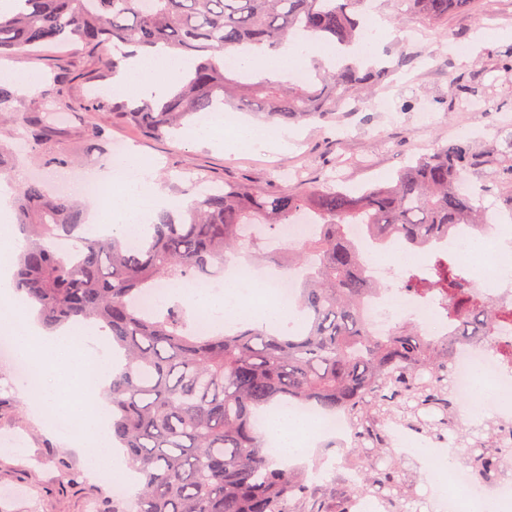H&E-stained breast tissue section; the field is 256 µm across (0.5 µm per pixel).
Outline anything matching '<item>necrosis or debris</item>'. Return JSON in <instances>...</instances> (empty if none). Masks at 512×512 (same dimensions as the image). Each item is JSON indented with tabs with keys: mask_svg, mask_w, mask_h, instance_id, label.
Instances as JSON below:
<instances>
[{
	"mask_svg": "<svg viewBox=\"0 0 512 512\" xmlns=\"http://www.w3.org/2000/svg\"><path fill=\"white\" fill-rule=\"evenodd\" d=\"M349 232L361 248L368 274L381 284L379 292L368 297L364 304L370 334L388 336L392 319L408 314L418 319L427 337L445 338L449 326L441 298L416 296L401 284L404 272L421 271L427 267L428 252L422 250L413 260L400 261L396 258L402 250L399 241L376 245L359 224L351 225ZM475 235L471 228H459L446 241L440 242L439 248L450 253L461 267L473 295L512 303V251L506 250L498 238L487 235L483 238L481 251L465 252V243ZM510 343L512 323L505 322L496 331L494 346L474 342L455 345L452 390L458 401L456 423L467 422L468 399L475 393L477 381L481 380L497 393L490 401L496 421L499 425L512 427V358L504 357L499 351L500 345ZM374 429L402 453L418 454L423 471H432L442 455V440L414 431L398 421L380 420ZM469 496L512 503V478L493 485H481L472 480L466 468L449 464L448 495L440 501L443 512H466L465 499Z\"/></svg>",
	"mask_w": 512,
	"mask_h": 512,
	"instance_id": "4bbe7bcc",
	"label": "necrosis or debris"
}]
</instances>
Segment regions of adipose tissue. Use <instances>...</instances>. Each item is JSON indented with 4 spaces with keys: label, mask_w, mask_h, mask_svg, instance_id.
I'll use <instances>...</instances> for the list:
<instances>
[{
    "label": "adipose tissue",
    "mask_w": 512,
    "mask_h": 512,
    "mask_svg": "<svg viewBox=\"0 0 512 512\" xmlns=\"http://www.w3.org/2000/svg\"><path fill=\"white\" fill-rule=\"evenodd\" d=\"M313 53L309 44L288 45L277 53H269L266 47H252L241 51L239 58L244 68L271 80H279L288 72V62L297 57H308ZM190 61L171 60L159 53L138 52L127 59L125 69L112 81L113 92L129 99H158L167 95L171 85L181 74L189 70ZM229 143L249 150L279 152L288 147L287 134L268 136L263 130L242 120L228 127ZM134 177L117 182L113 178L101 179V199L95 202L92 219L100 233L120 237L135 234L157 212L166 208L167 203L154 182L151 169L144 163H137ZM261 278L246 275L243 264H230L224 276L220 293L201 296L200 301L207 308L222 312L227 317L246 316L258 324L271 329L282 326V312L272 306L249 307L247 297L262 288ZM268 430L278 443L284 457H295L303 447L319 435L316 421L300 419L288 413L275 415L268 424Z\"/></svg>",
    "instance_id": "adipose-tissue-1"
}]
</instances>
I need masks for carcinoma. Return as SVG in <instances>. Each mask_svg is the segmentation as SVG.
Listing matches in <instances>:
<instances>
[{"label": "carcinoma", "instance_id": "carcinoma-1", "mask_svg": "<svg viewBox=\"0 0 512 512\" xmlns=\"http://www.w3.org/2000/svg\"><path fill=\"white\" fill-rule=\"evenodd\" d=\"M369 0H16L0 14V54L40 43L81 42L101 52L103 68L117 74L124 47L165 49L195 66L163 102L122 103V115L148 135L182 129L220 105L262 114L269 122L320 117L341 98L388 77L344 62L319 82L297 85L267 78L252 82L224 67V55L240 47L278 50L301 32L310 45L348 48L361 41L360 21ZM411 16L438 26L448 14L469 11L475 0H400ZM486 95L481 76L449 78L448 96ZM39 135L11 145L0 142V175L39 145ZM481 164L470 143L451 139L412 160L395 181L358 194L331 186L263 191L226 185L162 211L137 245L116 236L83 235V208L51 196L32 178L19 187L16 208L25 243L16 259L12 288L36 305L45 327L83 320L105 328L123 352L125 366L112 377V438L126 449L128 465L144 480L134 502L96 512H300L315 479L274 468L256 429L258 409L277 403H310L327 413L343 411L374 447L371 423L384 417L470 448L467 466L481 484L512 476V447L486 433L455 424L457 401L449 393L452 340L429 341L404 322L390 335L369 334L365 300L378 291L349 236L362 224L383 244L399 237L410 250L431 249L460 224L486 226L474 195L458 190L462 176ZM311 216L312 238L286 254L261 238L245 239L243 227H277ZM80 243L75 255L55 241ZM263 266L297 273V308L303 323L287 332L238 323L237 330L196 329V312L176 294L151 311L140 301L155 284L204 281L224 268L240 248ZM427 276L410 270L404 286L425 296L449 298L450 335L494 336L512 307L465 294L466 281L446 251L431 256ZM352 494H383L391 512H406L397 467L360 465Z\"/></svg>", "mask_w": 512, "mask_h": 512}]
</instances>
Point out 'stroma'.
Returning a JSON list of instances; mask_svg holds the SVG:
<instances>
[{
	"instance_id": "1",
	"label": "stroma",
	"mask_w": 512,
	"mask_h": 512,
	"mask_svg": "<svg viewBox=\"0 0 512 512\" xmlns=\"http://www.w3.org/2000/svg\"><path fill=\"white\" fill-rule=\"evenodd\" d=\"M418 36L405 41L395 26L381 44L380 60L390 76L369 91L346 100L328 119L265 124V131L292 133L287 152H252L228 147L224 140L194 137L185 129L178 137L149 136L109 109H92L96 97L111 98L112 80L106 77L96 53L81 44H39L7 55L19 70L38 73L36 90L13 88V109L0 112V140L13 142L29 134L26 116L49 105L56 120L41 131L39 150L16 162L5 182L18 189L29 177L45 181L53 192L76 190V175L100 177L110 170L117 149L149 161L154 181L165 198L187 201L199 190L224 183L248 184L262 190L318 185L330 174L343 177L346 189L359 193L381 185L413 158L453 139L457 127L472 132L479 155L493 153L502 141L512 111L470 112L443 104L452 75L483 72L485 85H495L499 73L494 56L512 50V0H476L467 13L450 15L444 28L413 22ZM472 47L469 62L450 52L449 44ZM410 50L413 66L399 64L402 50ZM66 76L54 84V74ZM390 100L381 112L375 102ZM434 114L420 119V107ZM22 381L14 359L0 354V512H88L89 504L110 493L111 481L92 477L89 449L70 448L69 435L49 429L46 418L18 395ZM336 440L318 436L312 449L291 461L290 469L317 472L320 499L338 512L349 488L338 476L319 472L323 459L334 456Z\"/></svg>"
}]
</instances>
